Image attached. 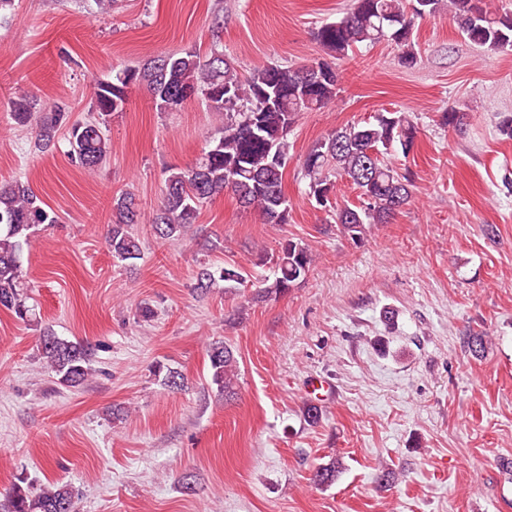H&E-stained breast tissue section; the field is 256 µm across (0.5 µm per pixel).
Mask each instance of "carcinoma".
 I'll use <instances>...</instances> for the list:
<instances>
[{
	"label": "carcinoma",
	"mask_w": 512,
	"mask_h": 512,
	"mask_svg": "<svg viewBox=\"0 0 512 512\" xmlns=\"http://www.w3.org/2000/svg\"><path fill=\"white\" fill-rule=\"evenodd\" d=\"M448 12L463 36L490 51L512 50V11L491 9L484 0H354V7L336 20L317 28L315 39L324 52L338 60L359 44L389 39L403 48L402 63L417 62L412 32L417 20ZM308 65H265L240 76L232 60L223 57L219 44L208 59L193 50L179 55L153 57L140 66L115 73L94 84L92 111L97 117L71 120L59 106L51 112L36 110L32 97L23 93L12 102L15 122L32 131L35 144L48 150L59 136L68 142L72 163L88 173L102 165L111 153L98 117L123 109L129 92L144 88L161 112L179 110L192 94L203 98L209 111L224 116L194 165L178 169L166 178L161 203L151 224L164 240L177 239L196 223L201 207L228 190L241 206L257 212L265 224L288 223V200L283 176L288 163V134L304 112L327 107L336 98L339 73L332 64L317 60ZM417 128L403 112L380 113L364 125L335 130L304 156L302 170L309 179V194L321 197L317 205L335 211L336 223L354 242L364 239L376 224H387L395 215L392 206L411 199V181L384 159L394 146L403 153L413 149ZM359 191V203L341 205L333 200L336 178ZM136 195L125 190L113 198L112 220L106 245L112 258L136 259L141 242L132 232L140 223ZM59 216L29 185L15 180L0 183V307L25 321L30 317L22 283L24 245L42 224H56ZM308 248L293 240L281 244L273 277L260 282L258 295L288 292L310 271ZM246 282L234 265L214 268L203 265L196 289L207 292L224 286L228 292ZM39 355L46 371L59 384L76 388L92 374L89 346L57 336L50 328L39 337ZM211 384L226 397L234 394L237 359L230 347L214 341L208 348ZM340 463L333 460L315 470L314 483H333ZM0 512H74V496L66 484L40 487L14 483L0 494Z\"/></svg>",
	"instance_id": "cac0c4a2"
}]
</instances>
